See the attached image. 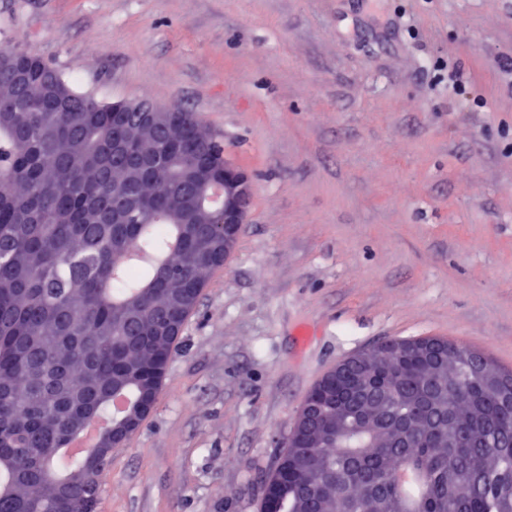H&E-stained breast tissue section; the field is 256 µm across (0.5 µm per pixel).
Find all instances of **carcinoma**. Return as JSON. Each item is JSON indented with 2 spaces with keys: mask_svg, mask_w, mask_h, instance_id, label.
<instances>
[{
  "mask_svg": "<svg viewBox=\"0 0 512 512\" xmlns=\"http://www.w3.org/2000/svg\"><path fill=\"white\" fill-rule=\"evenodd\" d=\"M68 112L0 114V512H95L81 477L83 457L65 451L91 419L112 425V389L135 402L143 377L159 379L182 327L224 264V225L188 234L170 211L203 166H219L224 145L192 112L169 113L194 163L142 173L112 169V105L76 92ZM155 132L137 129L146 151ZM152 200L128 224L112 223V182ZM371 347L383 396L397 384L387 416L410 426L397 441L361 430L365 397L336 435L286 440L266 486L282 512H512V368L496 365L500 388L448 371L445 407L430 402L425 360L402 340ZM479 435L445 444L448 419ZM55 453L39 468V449Z\"/></svg>",
  "mask_w": 512,
  "mask_h": 512,
  "instance_id": "cac0c4a2",
  "label": "carcinoma"
}]
</instances>
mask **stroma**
Here are the masks:
<instances>
[{
    "mask_svg": "<svg viewBox=\"0 0 512 512\" xmlns=\"http://www.w3.org/2000/svg\"><path fill=\"white\" fill-rule=\"evenodd\" d=\"M0 42L193 112L253 177L97 512H260L310 390L377 344L512 367V0H0Z\"/></svg>",
    "mask_w": 512,
    "mask_h": 512,
    "instance_id": "35a3bbf8",
    "label": "stroma"
}]
</instances>
